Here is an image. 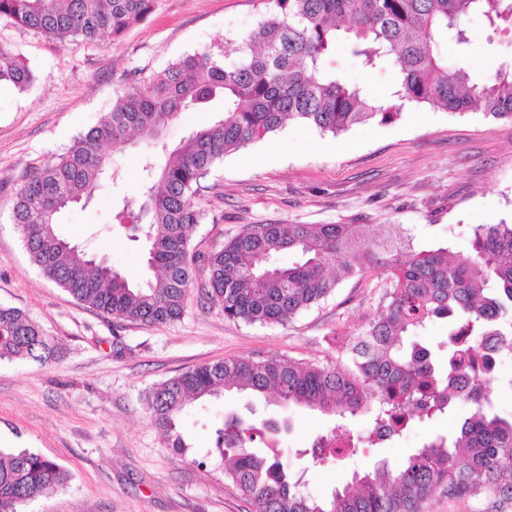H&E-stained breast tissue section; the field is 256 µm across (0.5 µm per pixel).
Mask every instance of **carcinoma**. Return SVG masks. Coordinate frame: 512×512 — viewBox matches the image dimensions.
I'll return each mask as SVG.
<instances>
[{"mask_svg":"<svg viewBox=\"0 0 512 512\" xmlns=\"http://www.w3.org/2000/svg\"><path fill=\"white\" fill-rule=\"evenodd\" d=\"M159 0H0V18L64 45L120 38L145 21ZM256 32L241 39L228 60L188 54L116 99L112 112L73 146L31 167L15 190L11 221L32 262L82 305L119 320L170 324L181 319L192 293L221 305L224 317L249 324H284L326 299L343 281L379 271L382 298L362 329L342 337L336 365L292 358H245L206 364L153 386L145 394L151 420L178 454L186 444L179 425L186 406L249 390L284 406L296 405L341 419L371 414L375 431L339 450L320 437L309 448L314 463L341 453L382 448L414 421L453 416L469 406L453 440L438 435L398 468L382 460L325 498L298 490L279 454L251 450L263 431L236 415L217 429V452L232 461L226 471L252 512H424L440 490L464 503L475 496L483 512L512 505V419L494 411L493 390L461 385L465 361L481 349L512 352V224L473 227V253L458 262L448 248L416 251L410 244L369 247L368 224H254L220 248H191L202 213L189 203L224 155L277 131L288 120L338 135L372 120L388 123L407 104L451 113L481 111L512 120V64L502 63L482 82L463 66L448 67L435 51L452 29L469 42L468 21L483 13L494 29L512 30V0H270ZM367 69L396 67L394 89L376 99L327 67L339 41ZM35 76L27 61L0 46V88L27 90ZM219 99L223 116L183 138L165 158H143L139 208L123 204L118 217L131 240H145L154 279L134 283L63 238L65 208L89 200L107 173L108 150L133 134L149 142L182 112L204 111ZM297 260L276 261L282 252ZM204 264L205 279L195 268ZM434 318L448 320V366H436L429 348L413 340ZM54 340L23 311L0 305V360L48 362ZM69 473L27 448H0V512L22 508L65 485Z\"/></svg>","mask_w":512,"mask_h":512,"instance_id":"1","label":"carcinoma"}]
</instances>
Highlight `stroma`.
<instances>
[{
    "instance_id": "stroma-1",
    "label": "stroma",
    "mask_w": 512,
    "mask_h": 512,
    "mask_svg": "<svg viewBox=\"0 0 512 512\" xmlns=\"http://www.w3.org/2000/svg\"><path fill=\"white\" fill-rule=\"evenodd\" d=\"M267 0H159L156 11L121 38L61 45L0 19V45L29 61L36 80L26 91H0V304L25 312L52 336L47 363L0 361V448H28L70 474L66 486L31 503L27 512H250L216 453L227 414L273 421L265 442L280 451L302 492L331 493L353 471L379 460L399 466L436 435L445 419L414 422L387 448L317 465L304 456L334 426L331 416L236 392L189 405L181 431L188 446L173 453L151 420L144 394L153 385L202 364L234 358L283 357L334 365L337 337L376 313L378 278L343 282L319 305L283 325L225 319L218 304L190 296L180 321L148 326L118 320L76 302L31 262L10 220L15 189L37 163L64 152L111 112L119 92L186 54H218L254 32ZM468 44L445 33L439 51L465 61L483 81L512 60V37L473 16ZM328 63L337 75L381 97L394 68L367 72L345 44ZM221 102L184 112L165 126L161 142L132 137L114 151L119 182H103L92 200L60 217L59 231L133 279L145 276L142 245L119 230L123 199H135L139 159L180 142L214 121ZM202 211L192 245L222 246L251 224H368L374 238H397L414 249L472 252V228L512 223V120L480 112L451 114L410 106L390 124L372 121L338 135L288 121L277 132L225 156L190 199Z\"/></svg>"
}]
</instances>
